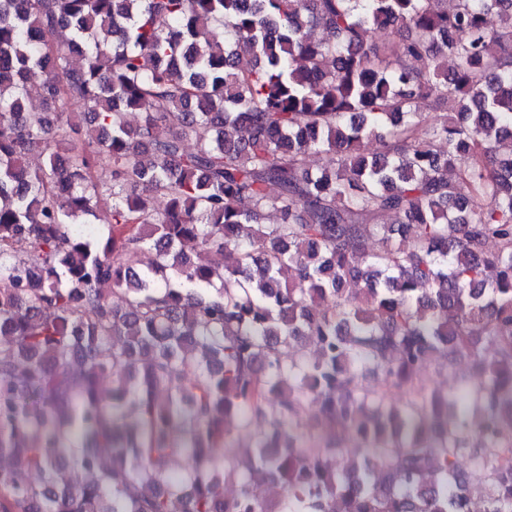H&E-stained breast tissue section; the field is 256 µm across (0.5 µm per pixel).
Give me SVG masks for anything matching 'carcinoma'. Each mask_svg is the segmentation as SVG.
Segmentation results:
<instances>
[{
    "label": "carcinoma",
    "instance_id": "obj_1",
    "mask_svg": "<svg viewBox=\"0 0 512 512\" xmlns=\"http://www.w3.org/2000/svg\"><path fill=\"white\" fill-rule=\"evenodd\" d=\"M508 139L512 0H0V512H512ZM473 381L474 366L467 359H461L451 371L442 369L437 363H432L423 369L419 377V382L429 389L464 388L468 382Z\"/></svg>",
    "mask_w": 512,
    "mask_h": 512
}]
</instances>
